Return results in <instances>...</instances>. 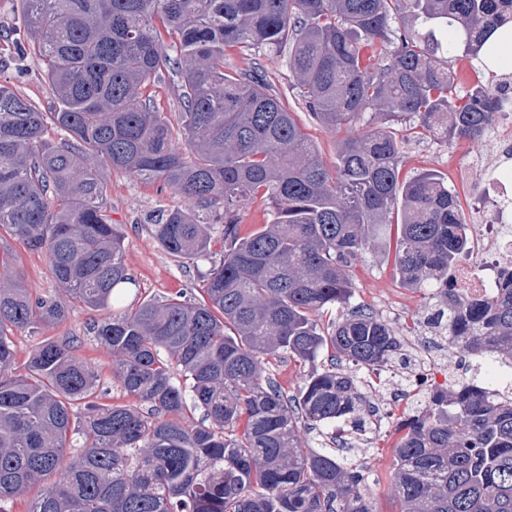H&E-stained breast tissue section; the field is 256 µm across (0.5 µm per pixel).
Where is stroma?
<instances>
[{
	"mask_svg": "<svg viewBox=\"0 0 512 512\" xmlns=\"http://www.w3.org/2000/svg\"><path fill=\"white\" fill-rule=\"evenodd\" d=\"M20 11L17 0H0V82L14 86L41 111H51L54 96L45 79L43 65L33 53L17 56L11 49L15 24ZM292 77L285 62L272 67L271 85L280 100L293 112L297 122L312 140L327 162H334L343 133L326 130L307 112L291 86ZM484 139H443L410 141L404 146L402 168L411 175L423 169L445 173L448 182L459 193L464 213H471L478 196L473 181L462 179L460 167L469 157L485 153ZM106 207L113 223L119 224L124 235V261L136 280L126 291L124 306L144 299L164 300L179 292L192 299L202 297V288L208 269L207 260H179L169 255L155 241L148 230L146 217L159 206L179 205L181 199L170 190H157L139 180L115 171L106 183ZM388 229H381L377 246L365 252L352 268L356 291L352 304H361L384 320L399 327L412 361L430 356L434 362L432 376L437 383L461 381L480 370L490 388L498 386V372L490 366L479 365L477 358L460 354L448 342L447 333L433 329L427 322L429 299L426 291L405 288L399 281L394 266V254L387 248ZM0 245L12 250L18 257L27 283L41 295H57L59 288L45 255L27 250L13 238L0 239ZM98 310L73 304L70 315L59 325L41 330L33 336L16 332L13 342L16 350V371L25 373L29 355L38 338L77 337L78 357L100 377V388L107 404L126 402L127 396L111 375L112 353L94 338L93 325L99 319ZM380 391L368 392V399L378 410L372 442L358 459L364 467L366 490L377 512H395L391 496L393 423L418 400L415 386L408 372L395 366L382 373Z\"/></svg>",
	"mask_w": 512,
	"mask_h": 512,
	"instance_id": "obj_1",
	"label": "stroma"
}]
</instances>
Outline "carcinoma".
<instances>
[{
  "mask_svg": "<svg viewBox=\"0 0 512 512\" xmlns=\"http://www.w3.org/2000/svg\"><path fill=\"white\" fill-rule=\"evenodd\" d=\"M15 53L36 51L58 100L43 112L0 83V239L45 255L62 298L32 293L0 248V512H376L353 455L301 448V428L341 420L357 439L376 411L358 369L402 357L399 332L346 309L351 267L395 226L401 282L433 287L428 323L463 353L512 368V268L475 295L456 284L471 252L448 177L402 175L411 140L480 138L495 126L498 85L461 92L448 63L496 71L512 56L502 0H20ZM235 50L250 64L224 70ZM287 58L302 105L329 131L371 113L330 166L267 74ZM177 78L173 146L146 88ZM405 131L401 138L394 127ZM66 135L63 142L50 131ZM183 196L151 233L175 257L211 265L197 302L175 295L109 313L135 284L124 234L105 214L107 172ZM265 205L243 232L241 211ZM74 303L108 315L95 338L130 401L99 404V375L73 336L38 341L15 372L14 332L65 321ZM343 309L332 329L316 317ZM330 364L292 396L269 359ZM201 422L179 416L186 396ZM425 410L396 423L397 512H512V384L431 386ZM86 411L78 420V410ZM79 434L74 447L70 435Z\"/></svg>",
  "mask_w": 512,
  "mask_h": 512,
  "instance_id": "obj_1",
  "label": "carcinoma"
}]
</instances>
